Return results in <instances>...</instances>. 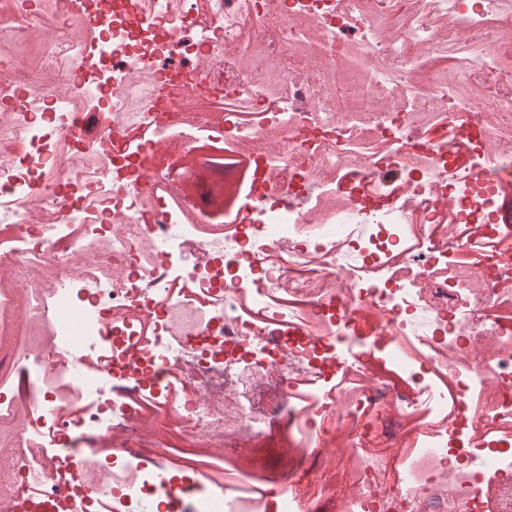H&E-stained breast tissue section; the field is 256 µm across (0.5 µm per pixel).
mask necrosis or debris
Returning <instances> with one entry per match:
<instances>
[{"label": "necrosis or debris", "instance_id": "1", "mask_svg": "<svg viewBox=\"0 0 512 512\" xmlns=\"http://www.w3.org/2000/svg\"><path fill=\"white\" fill-rule=\"evenodd\" d=\"M399 2L0 0L5 512H512V0Z\"/></svg>", "mask_w": 512, "mask_h": 512}]
</instances>
